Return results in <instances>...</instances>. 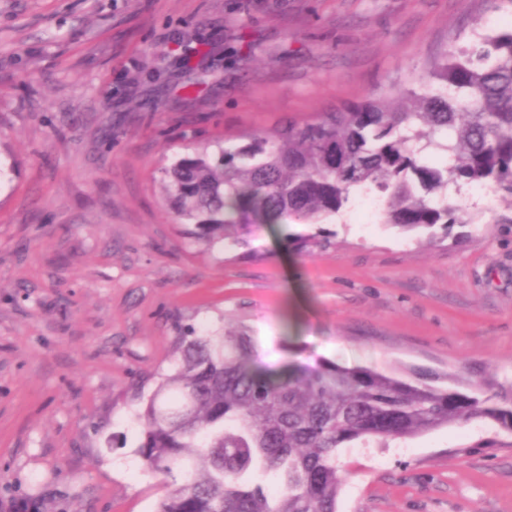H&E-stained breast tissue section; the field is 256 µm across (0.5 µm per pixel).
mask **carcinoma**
<instances>
[{"instance_id": "carcinoma-1", "label": "carcinoma", "mask_w": 512, "mask_h": 512, "mask_svg": "<svg viewBox=\"0 0 512 512\" xmlns=\"http://www.w3.org/2000/svg\"><path fill=\"white\" fill-rule=\"evenodd\" d=\"M465 38L416 86L237 137L183 134L160 178L183 237L246 246L262 224H322L360 196L433 242L437 227L481 223L453 197L465 185L512 211V28ZM177 350L134 418L136 454L168 487L155 512H336L343 448L476 420L512 432V388L483 397L327 360L273 372L242 327L186 329Z\"/></svg>"}]
</instances>
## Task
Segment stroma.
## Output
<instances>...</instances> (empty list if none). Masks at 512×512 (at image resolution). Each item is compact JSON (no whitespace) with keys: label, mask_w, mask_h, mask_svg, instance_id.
<instances>
[{"label":"stroma","mask_w":512,"mask_h":512,"mask_svg":"<svg viewBox=\"0 0 512 512\" xmlns=\"http://www.w3.org/2000/svg\"><path fill=\"white\" fill-rule=\"evenodd\" d=\"M483 0H0V512H154L139 398L176 339L490 396L512 385V224L437 242L359 203L208 251L154 183L182 131L259 130L419 78ZM199 81L184 95L188 78ZM320 244L293 246L301 235ZM337 512H512V433L474 421L342 449Z\"/></svg>","instance_id":"stroma-1"}]
</instances>
